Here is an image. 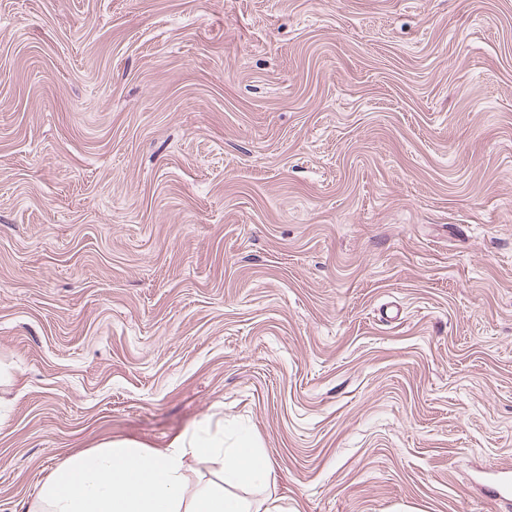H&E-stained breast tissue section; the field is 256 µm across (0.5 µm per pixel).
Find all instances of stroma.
I'll list each match as a JSON object with an SVG mask.
<instances>
[{
    "label": "stroma",
    "instance_id": "1",
    "mask_svg": "<svg viewBox=\"0 0 512 512\" xmlns=\"http://www.w3.org/2000/svg\"><path fill=\"white\" fill-rule=\"evenodd\" d=\"M0 512L202 422L284 512H502L512 0H0Z\"/></svg>",
    "mask_w": 512,
    "mask_h": 512
}]
</instances>
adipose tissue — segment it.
<instances>
[{"label": "adipose tissue", "instance_id": "adipose-tissue-1", "mask_svg": "<svg viewBox=\"0 0 512 512\" xmlns=\"http://www.w3.org/2000/svg\"><path fill=\"white\" fill-rule=\"evenodd\" d=\"M272 473L254 444L228 447L218 433H193L161 451L110 439L64 458L41 482L31 512H276L230 492L267 484Z\"/></svg>", "mask_w": 512, "mask_h": 512}]
</instances>
